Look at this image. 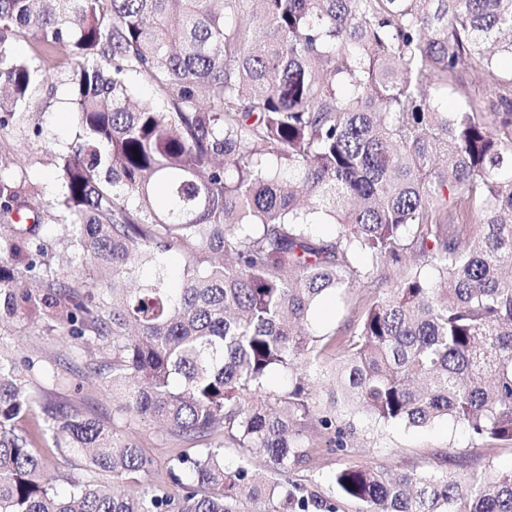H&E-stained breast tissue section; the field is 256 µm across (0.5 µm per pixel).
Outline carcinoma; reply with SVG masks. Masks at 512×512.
<instances>
[{
  "label": "carcinoma",
  "instance_id": "cac0c4a2",
  "mask_svg": "<svg viewBox=\"0 0 512 512\" xmlns=\"http://www.w3.org/2000/svg\"><path fill=\"white\" fill-rule=\"evenodd\" d=\"M30 35L38 59L17 53ZM57 53L76 65L82 131L55 156L57 206L72 262L110 287L39 261L38 215L0 234V323L23 309L75 348H111L112 395L195 452L168 461L175 492L132 496L139 444L50 403L44 432L88 472L59 492L16 428L29 380L54 372L0 349V512H512V469L459 474L446 455L419 472L347 463L332 499L291 479L309 437L343 451L364 420L451 417L512 442V85L441 102L467 60L495 80L512 0H0V124ZM133 75L165 110L134 102ZM29 197L0 173L3 213ZM174 246L188 255L175 285L138 280ZM387 265L401 274L353 326L314 328L326 298ZM219 428L224 443L207 441Z\"/></svg>",
  "mask_w": 512,
  "mask_h": 512
}]
</instances>
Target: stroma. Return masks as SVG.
I'll return each instance as SVG.
<instances>
[{"mask_svg": "<svg viewBox=\"0 0 512 512\" xmlns=\"http://www.w3.org/2000/svg\"><path fill=\"white\" fill-rule=\"evenodd\" d=\"M51 66L53 78L37 87L31 107L15 112L0 127V168L24 173L36 192L42 215L37 237L44 247L43 260L58 267L70 260L74 248L68 220L52 208L62 193L54 160L56 154L78 141L80 129L68 104L73 65L69 58L59 56ZM458 78L445 97L449 110L459 109L471 98H489V79L479 70L463 65ZM0 339L7 343L17 362L39 364L47 360L54 366L55 380L31 385L32 407L18 428L35 437L48 471L58 477V487H65L68 477L76 475L78 469L42 431L43 407L48 403L65 404L106 422L120 421L125 435L137 439L151 460L149 470L140 477L141 483L168 485V459L182 444L166 437L150 422L124 413L122 401L114 398L105 385L112 359L104 349L94 344L70 347L56 332L25 317L0 324ZM353 446V451L344 452L328 447L326 440H314L309 460L295 473V481L330 495L334 492L332 477L344 464H388L414 470L445 453L454 456L468 473L512 468V445L479 438L450 419L425 428L399 423L374 428L362 422L357 426Z\"/></svg>", "mask_w": 512, "mask_h": 512, "instance_id": "35a3bbf8", "label": "stroma"}]
</instances>
